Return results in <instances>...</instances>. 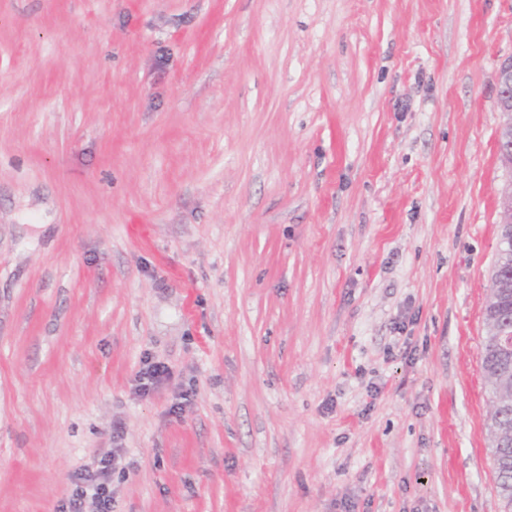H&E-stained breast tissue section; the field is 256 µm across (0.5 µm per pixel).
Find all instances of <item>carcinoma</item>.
<instances>
[{"label":"carcinoma","mask_w":512,"mask_h":512,"mask_svg":"<svg viewBox=\"0 0 512 512\" xmlns=\"http://www.w3.org/2000/svg\"><path fill=\"white\" fill-rule=\"evenodd\" d=\"M485 320L488 332L482 370L492 399L488 431L493 448V478L505 512H512V351L499 342V333L512 330V242L504 224L498 229V259Z\"/></svg>","instance_id":"carcinoma-1"}]
</instances>
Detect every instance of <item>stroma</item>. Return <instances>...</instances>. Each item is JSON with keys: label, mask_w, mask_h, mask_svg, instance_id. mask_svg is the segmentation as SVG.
<instances>
[{"label": "stroma", "mask_w": 512, "mask_h": 512, "mask_svg": "<svg viewBox=\"0 0 512 512\" xmlns=\"http://www.w3.org/2000/svg\"><path fill=\"white\" fill-rule=\"evenodd\" d=\"M510 58L512 0H0V512L112 449V512H503ZM497 103L500 112V132L508 125L512 131V59L504 61L497 72ZM503 219L499 224L498 259L490 296L485 308L487 336L482 355V370L492 399L488 431L493 448V478L504 501L505 512L512 511V351L499 342L500 332L512 333V250L507 226L512 231V177L500 192ZM507 287V288H504ZM507 390V393H506ZM169 376V369L162 363L145 360L143 367L138 373V390L141 394L146 395L162 380Z\"/></svg>", "instance_id": "stroma-1"}]
</instances>
